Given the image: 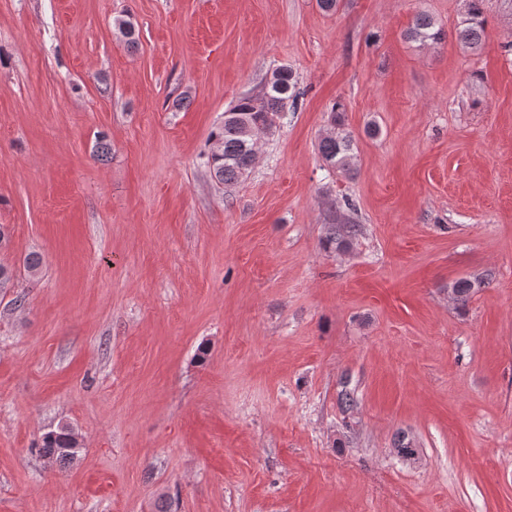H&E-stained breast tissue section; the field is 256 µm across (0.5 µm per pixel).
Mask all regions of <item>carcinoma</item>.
<instances>
[{
  "label": "carcinoma",
  "mask_w": 512,
  "mask_h": 512,
  "mask_svg": "<svg viewBox=\"0 0 512 512\" xmlns=\"http://www.w3.org/2000/svg\"><path fill=\"white\" fill-rule=\"evenodd\" d=\"M407 39L421 45L437 43L447 38L445 30L425 13L414 17L406 32ZM486 38V21L483 0H466V14L456 30V39L465 49L478 50ZM303 93L297 90L292 72L280 68L266 79L261 93L257 96H243L227 111L224 121L211 132L213 152L207 155L206 164L217 181L232 184L246 174L255 164L259 143L269 135L275 120L285 112L299 109ZM343 105L333 104L334 125L320 140L319 152L327 167L352 176L357 173L355 142L351 132L341 120ZM334 211L324 245L338 253L350 250L353 241L361 232L351 215L353 205L349 200L332 202ZM481 281L461 279L452 286L455 299L466 304L474 288ZM73 443V428L68 424L50 430L42 437L39 453L60 463L73 461L78 451L69 450Z\"/></svg>",
  "instance_id": "cac0c4a2"
}]
</instances>
